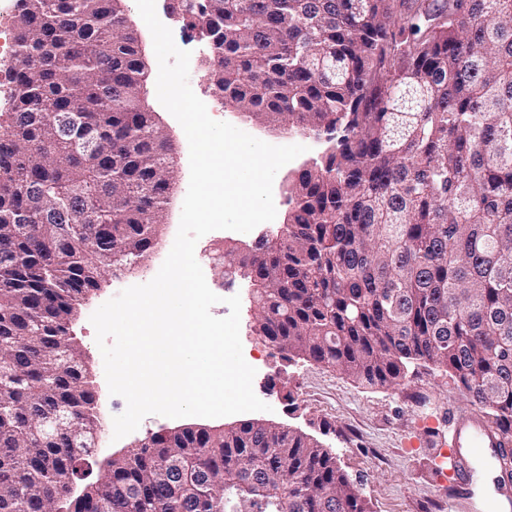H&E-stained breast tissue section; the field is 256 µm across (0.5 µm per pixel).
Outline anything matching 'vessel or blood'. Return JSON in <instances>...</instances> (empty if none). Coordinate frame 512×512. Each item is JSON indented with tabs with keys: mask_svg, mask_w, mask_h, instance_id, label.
Instances as JSON below:
<instances>
[{
	"mask_svg": "<svg viewBox=\"0 0 512 512\" xmlns=\"http://www.w3.org/2000/svg\"><path fill=\"white\" fill-rule=\"evenodd\" d=\"M449 426L448 474L460 490L453 508L455 512H469L473 501L470 487L476 464L483 460L499 463L505 442L499 432L476 413L453 416Z\"/></svg>",
	"mask_w": 512,
	"mask_h": 512,
	"instance_id": "1",
	"label": "vessel or blood"
}]
</instances>
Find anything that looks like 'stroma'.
<instances>
[{"label": "stroma", "instance_id": "35a3bbf8", "mask_svg": "<svg viewBox=\"0 0 512 512\" xmlns=\"http://www.w3.org/2000/svg\"><path fill=\"white\" fill-rule=\"evenodd\" d=\"M127 24L141 40L149 79L144 96L157 113L159 123L176 149V163L169 203L154 247L145 262L130 271L105 273L99 290L79 301L72 330L84 351L94 380L101 433L89 457L82 464L75 489H83L102 472L112 455L139 445L151 433L182 426V419L146 416L138 429L121 439H113V418L124 412L122 397L110 395L104 373L103 358L96 343L91 314L121 290L140 284L145 275L160 269L174 243L186 196L190 168L189 145L178 121L157 99L158 62L153 40L144 24L135 0H122ZM158 15L176 45L190 51L189 84L206 104L209 115L276 146L299 144L306 151L282 167L273 183L277 209L276 223H283L288 210L284 192L289 173L297 171L314 157L320 145L314 139L280 132L263 131L259 125L224 107L213 93L209 75L202 63L205 44L186 31L182 24L167 18L165 0H156ZM254 233L216 230L196 244L195 257L211 290L221 296L211 312L222 318L228 315L226 297L240 295V337L243 356L255 368L253 390L266 403L263 411L218 418H195L198 426H231L245 420H260L304 432L317 439L336 458L338 466L357 485L372 512H449L448 501L455 489L447 477L438 475L436 452L448 439V415L464 413L470 403L456 390L447 376L431 366L409 371L403 385L396 389L366 388L339 370L304 360L285 361L264 339L256 335L255 308L251 289L240 276L222 274L213 261L224 248L254 240Z\"/></svg>", "mask_w": 512, "mask_h": 512}]
</instances>
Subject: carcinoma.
<instances>
[{"label": "carcinoma", "mask_w": 512, "mask_h": 512, "mask_svg": "<svg viewBox=\"0 0 512 512\" xmlns=\"http://www.w3.org/2000/svg\"><path fill=\"white\" fill-rule=\"evenodd\" d=\"M224 105L327 147L286 229L224 250L284 359L394 389L448 375L512 439V0H181ZM0 112V512H53L91 452L95 394L68 332L102 274L140 264L171 144L121 0H18ZM89 135V163L79 145ZM71 512H371L306 434L155 432Z\"/></svg>", "instance_id": "obj_1"}]
</instances>
